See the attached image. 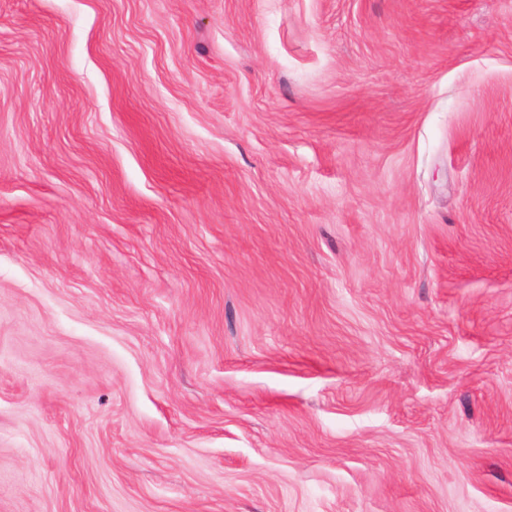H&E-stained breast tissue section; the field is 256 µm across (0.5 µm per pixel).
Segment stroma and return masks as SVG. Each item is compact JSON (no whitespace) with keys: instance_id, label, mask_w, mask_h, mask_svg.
Returning a JSON list of instances; mask_svg holds the SVG:
<instances>
[{"instance_id":"1","label":"stroma","mask_w":512,"mask_h":512,"mask_svg":"<svg viewBox=\"0 0 512 512\" xmlns=\"http://www.w3.org/2000/svg\"><path fill=\"white\" fill-rule=\"evenodd\" d=\"M0 512H512V0H0Z\"/></svg>"}]
</instances>
